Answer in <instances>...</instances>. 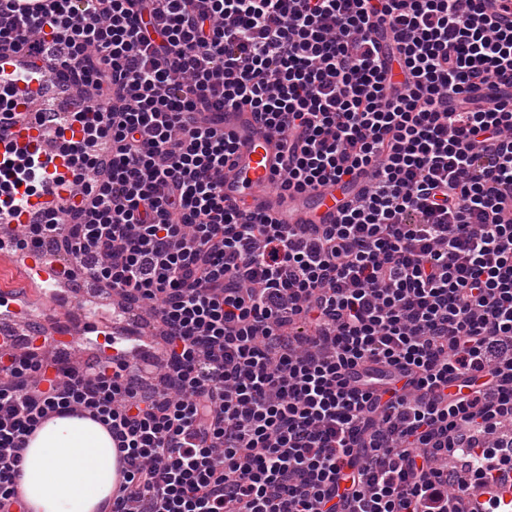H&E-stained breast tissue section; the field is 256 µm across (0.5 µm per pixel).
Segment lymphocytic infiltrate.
<instances>
[{
  "mask_svg": "<svg viewBox=\"0 0 512 512\" xmlns=\"http://www.w3.org/2000/svg\"><path fill=\"white\" fill-rule=\"evenodd\" d=\"M488 2L0 4V57L94 93L83 194L21 240L148 305L166 356L148 383L1 339L0 512L73 411L122 457L110 512H503L465 494L512 463V27ZM239 110L283 189L368 188L333 224L226 205Z\"/></svg>",
  "mask_w": 512,
  "mask_h": 512,
  "instance_id": "lymphocytic-infiltrate-1",
  "label": "lymphocytic infiltrate"
}]
</instances>
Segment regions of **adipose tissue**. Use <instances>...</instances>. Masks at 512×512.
Here are the masks:
<instances>
[{
    "mask_svg": "<svg viewBox=\"0 0 512 512\" xmlns=\"http://www.w3.org/2000/svg\"><path fill=\"white\" fill-rule=\"evenodd\" d=\"M119 453L90 418L47 420L23 453L20 488L29 512H102L117 481Z\"/></svg>",
    "mask_w": 512,
    "mask_h": 512,
    "instance_id": "obj_1",
    "label": "adipose tissue"
}]
</instances>
